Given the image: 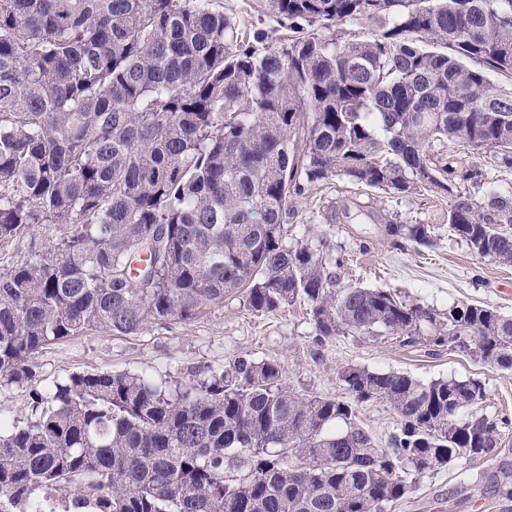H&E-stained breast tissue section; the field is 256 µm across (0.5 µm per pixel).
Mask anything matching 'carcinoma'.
<instances>
[{
  "label": "carcinoma",
  "instance_id": "obj_1",
  "mask_svg": "<svg viewBox=\"0 0 512 512\" xmlns=\"http://www.w3.org/2000/svg\"><path fill=\"white\" fill-rule=\"evenodd\" d=\"M288 23L239 38L214 0H0V246L62 228L0 271V384L33 383L45 347L97 329L187 321L243 293L255 312L302 301L318 340L389 333L512 370V318L441 313L344 284L329 244L287 241L301 182L343 178L447 195L448 227L512 265V195L478 201L427 153L492 150L512 167V0H256ZM364 19L347 37L337 27ZM429 247L428 224H384ZM277 360L240 356L167 388L80 373L32 389L34 419L0 421V512H390L411 478L500 456L506 419L461 411L476 379L348 365L347 397L288 391ZM384 400L381 446L358 422ZM512 501V469L489 475ZM397 416L385 401L368 402L359 407V423L380 444H385L396 427Z\"/></svg>",
  "mask_w": 512,
  "mask_h": 512
}]
</instances>
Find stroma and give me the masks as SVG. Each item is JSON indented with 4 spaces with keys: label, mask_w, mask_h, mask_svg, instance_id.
<instances>
[{
    "label": "stroma",
    "mask_w": 512,
    "mask_h": 512,
    "mask_svg": "<svg viewBox=\"0 0 512 512\" xmlns=\"http://www.w3.org/2000/svg\"><path fill=\"white\" fill-rule=\"evenodd\" d=\"M432 160L447 167L448 177L475 199L490 193L512 194V168L493 151L473 153L449 142L432 143ZM480 167V183L464 180ZM447 196L424 192L404 196L374 191L345 179L306 183L290 200L289 238L304 232L330 243L342 261L343 282L392 289L411 302L440 312L448 307L485 302L512 316V266L477 256L448 227ZM428 224L433 244L419 246L385 234L383 220ZM276 359L285 367L283 384L299 394L341 398L338 378L347 365L400 372L427 383L435 379L480 380L486 399L481 415L512 419V370L489 366L461 353L404 343L402 336L340 335L317 343L306 304L272 313L251 311L242 297H225L198 318L149 323L134 335L99 330L47 346L34 358L39 386L48 388L69 375L107 370L179 383L203 377L237 357ZM495 461L461 459L418 477L416 485L391 512H512L492 491L483 489V473Z\"/></svg>",
    "instance_id": "stroma-1"
}]
</instances>
